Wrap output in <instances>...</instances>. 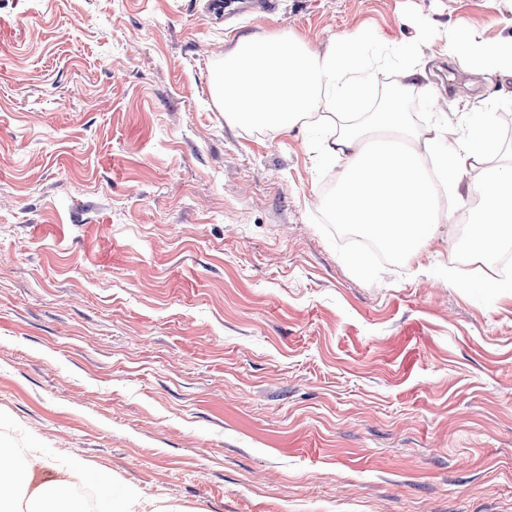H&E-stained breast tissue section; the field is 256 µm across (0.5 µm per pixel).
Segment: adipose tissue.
I'll use <instances>...</instances> for the list:
<instances>
[{
    "label": "adipose tissue",
    "mask_w": 512,
    "mask_h": 512,
    "mask_svg": "<svg viewBox=\"0 0 512 512\" xmlns=\"http://www.w3.org/2000/svg\"><path fill=\"white\" fill-rule=\"evenodd\" d=\"M418 50V43L406 46L398 88L374 106L370 100L384 52L378 41L341 36L313 54L297 37L245 36L224 57L217 98L227 116L249 126L322 127L315 152L338 169L336 191L322 202L332 223L357 225L391 251L410 254L444 238L442 226L452 213L441 199L450 193L472 253L484 258L512 242V156L502 157L497 120L488 111L471 113L458 127L440 117L412 123L401 103L403 91L438 96L416 60ZM444 52L512 70V38L482 44L451 31ZM45 466L42 449L22 455L0 443V512H45L49 499L70 500L85 483L96 488L100 512H147L139 490L115 486L82 459H69L44 481Z\"/></svg>",
    "instance_id": "1"
}]
</instances>
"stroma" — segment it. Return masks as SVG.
Returning a JSON list of instances; mask_svg holds the SVG:
<instances>
[{
    "label": "stroma",
    "instance_id": "obj_1",
    "mask_svg": "<svg viewBox=\"0 0 512 512\" xmlns=\"http://www.w3.org/2000/svg\"><path fill=\"white\" fill-rule=\"evenodd\" d=\"M456 123L512 76L447 31L512 0H0V440L184 512H512V295L448 285L446 244L355 264L318 208L320 133L228 119L242 36L413 42Z\"/></svg>",
    "mask_w": 512,
    "mask_h": 512
}]
</instances>
